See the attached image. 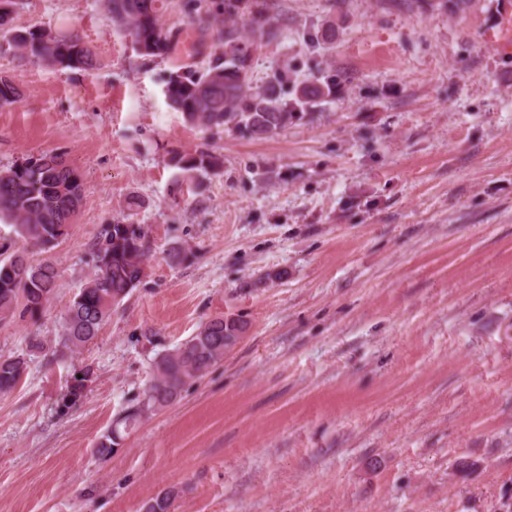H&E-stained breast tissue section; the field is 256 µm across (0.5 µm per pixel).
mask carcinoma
Masks as SVG:
<instances>
[{"instance_id":"obj_1","label":"carcinoma","mask_w":512,"mask_h":512,"mask_svg":"<svg viewBox=\"0 0 512 512\" xmlns=\"http://www.w3.org/2000/svg\"><path fill=\"white\" fill-rule=\"evenodd\" d=\"M156 0H105L107 19L129 37L143 57L163 58L174 52V43L154 9ZM18 0H0V50L8 46L22 61L48 67L91 72L98 68L92 52L76 33H61L50 28L14 25ZM224 13L230 21L225 31L224 57L216 58L201 74L178 69L166 84L169 106L182 113L184 120L207 130L222 132L238 129L262 140L288 125L295 110H304L332 96L336 79L316 81L297 87L295 98L282 100L283 76L276 74L265 86L253 89L247 83L249 55L239 46V28L252 24L263 27L269 18H248L240 12L239 0H224ZM20 89L0 76V107L21 100ZM172 163L180 175L203 188L205 182L220 175L221 158L207 150L177 154ZM82 175L63 155L42 152L0 170V222L13 227L23 245L0 258V321L16 314L36 317L58 292L59 274L48 261H37L30 248H52L68 234L74 208L84 198ZM122 224H108L94 250L96 276L66 306L60 344L75 352L93 343L112 309L140 283L146 258L145 237L137 225L121 234ZM239 341L236 320L214 318L197 334L176 349L162 354L155 362L156 378L146 391L149 408H165L179 398L187 381L202 377L224 359ZM25 355L0 356V393L13 390L26 372ZM92 376L86 365L73 375L64 400L79 401ZM141 409L133 408L113 423L101 436L96 452L109 456L121 445L124 434L135 425ZM172 494L164 491L143 502L145 512H170Z\"/></svg>"}]
</instances>
